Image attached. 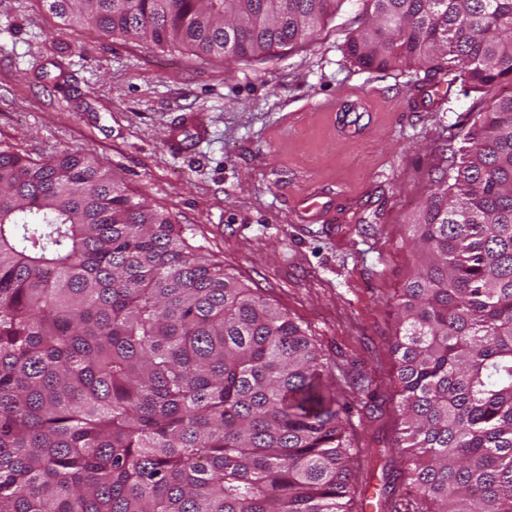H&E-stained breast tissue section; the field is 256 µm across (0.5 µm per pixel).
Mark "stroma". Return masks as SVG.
Listing matches in <instances>:
<instances>
[{
	"instance_id": "1",
	"label": "stroma",
	"mask_w": 512,
	"mask_h": 512,
	"mask_svg": "<svg viewBox=\"0 0 512 512\" xmlns=\"http://www.w3.org/2000/svg\"><path fill=\"white\" fill-rule=\"evenodd\" d=\"M363 16V0H337L310 43L203 61L0 0V148L93 152L302 323L345 407L352 504L383 512L384 476L405 461L391 344L417 268L408 220L492 94L423 66L359 68L345 41Z\"/></svg>"
}]
</instances>
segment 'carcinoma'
<instances>
[{
    "label": "carcinoma",
    "mask_w": 512,
    "mask_h": 512,
    "mask_svg": "<svg viewBox=\"0 0 512 512\" xmlns=\"http://www.w3.org/2000/svg\"><path fill=\"white\" fill-rule=\"evenodd\" d=\"M67 26L262 57L335 0H45ZM352 62L512 87V0H364ZM409 222L393 354L409 460L386 512H512V90ZM305 329L91 152L0 149V512H352Z\"/></svg>",
    "instance_id": "1"
}]
</instances>
